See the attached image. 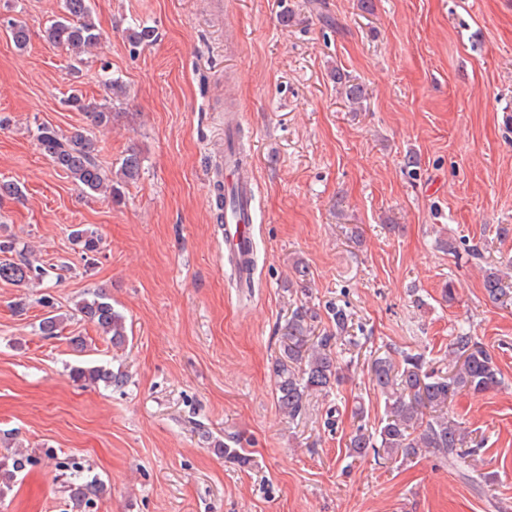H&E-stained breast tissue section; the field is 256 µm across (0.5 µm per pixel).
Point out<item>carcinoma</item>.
Listing matches in <instances>:
<instances>
[{"label": "carcinoma", "mask_w": 512, "mask_h": 512, "mask_svg": "<svg viewBox=\"0 0 512 512\" xmlns=\"http://www.w3.org/2000/svg\"><path fill=\"white\" fill-rule=\"evenodd\" d=\"M8 31L17 49L26 48L29 31L23 22L11 21ZM45 40L65 49L73 67L85 64L86 56L103 42V33L93 20L89 0H63L62 14L45 29ZM336 82L351 104L360 103L363 95L360 86L349 83L339 72ZM67 104L86 113L94 128L106 127L111 122L112 112L107 107L86 105L77 95L67 99ZM37 142L54 166L86 193L117 201L122 188L140 177L142 160L136 151L127 154L115 171L97 164V140L86 131L63 137L54 128L42 126ZM71 235L81 245L84 259H90L101 250L102 238L96 231L78 226ZM49 276L44 264L21 254L15 236L0 232V282L27 286L40 284ZM484 289L488 300L494 304H503L512 296V283L498 269L486 273ZM36 302L45 308L38 327L45 339L60 338L67 322L79 315L93 324L113 346L120 347L128 341L124 316L114 309L102 290L80 299L69 315L58 312L49 294L42 295ZM316 319V312L304 305L291 312L285 327L283 352L273 365L277 403L291 419L302 414L312 393L326 391L344 379L333 348L347 333L349 315L343 307L332 309L333 329L318 335L315 334ZM449 355L452 360L444 373L429 366L421 353L401 352L399 365L389 355H378L371 360V379L385 396V412L378 428L370 430L359 425L351 434L348 450L352 458L370 455L374 461L386 464L407 462L432 453L461 477H470L471 457L483 440L469 435L446 409L459 392L489 391L500 385L501 377L490 353L462 326L449 341ZM71 376L83 387L120 388L127 383L123 371L104 365L74 366ZM33 464L30 455H1L0 496L10 491L18 476ZM58 466L69 471L63 485L69 512H90L96 500L107 492L104 481L92 473L89 466L76 461L60 462Z\"/></svg>", "instance_id": "cac0c4a2"}]
</instances>
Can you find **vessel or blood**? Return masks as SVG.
I'll list each match as a JSON object with an SVG mask.
<instances>
[{"mask_svg": "<svg viewBox=\"0 0 512 512\" xmlns=\"http://www.w3.org/2000/svg\"><path fill=\"white\" fill-rule=\"evenodd\" d=\"M218 183L232 193L224 203V261L232 267L236 278L245 282L252 274L255 255L252 224L256 195L253 170L241 162L238 151L228 152Z\"/></svg>", "mask_w": 512, "mask_h": 512, "instance_id": "1", "label": "vessel or blood"}]
</instances>
